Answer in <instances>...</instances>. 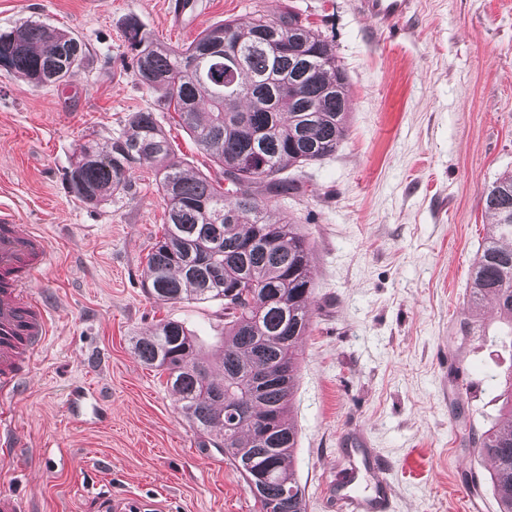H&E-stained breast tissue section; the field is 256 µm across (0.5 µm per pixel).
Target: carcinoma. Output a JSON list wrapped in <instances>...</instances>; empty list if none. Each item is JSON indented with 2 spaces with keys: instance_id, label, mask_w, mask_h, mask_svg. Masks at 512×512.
<instances>
[{
  "instance_id": "carcinoma-1",
  "label": "carcinoma",
  "mask_w": 512,
  "mask_h": 512,
  "mask_svg": "<svg viewBox=\"0 0 512 512\" xmlns=\"http://www.w3.org/2000/svg\"><path fill=\"white\" fill-rule=\"evenodd\" d=\"M295 48L279 52L283 38ZM125 38L133 76L159 93L157 106L178 117L197 145L224 170V183L187 172L151 110L132 113L123 133L101 147L79 145L67 189L97 207L132 195L131 173L144 162L159 175L163 233L147 255L146 288L157 301H224L222 378L211 373L195 336L181 322L160 321L134 338V354L177 396L200 435L224 449L259 512H306L292 465L297 431L289 416L300 366L299 343L312 326L313 271L299 225L266 220L280 196L281 172L333 155L349 128L348 75L334 47L292 9L257 14L245 26L226 21L182 47L153 40L131 19ZM242 62H225L227 49ZM86 57L71 32L26 21L0 32V60L36 87L62 84ZM495 217L474 261L463 334L482 327V303L494 301L503 335L512 336V173L484 196ZM494 468L496 512H512V374L503 381L501 420L475 441Z\"/></svg>"
}]
</instances>
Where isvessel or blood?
Here are the masks:
<instances>
[{
  "instance_id": "1",
  "label": "vessel or blood",
  "mask_w": 512,
  "mask_h": 512,
  "mask_svg": "<svg viewBox=\"0 0 512 512\" xmlns=\"http://www.w3.org/2000/svg\"><path fill=\"white\" fill-rule=\"evenodd\" d=\"M413 0H360L363 16L379 28L406 17ZM46 234L17 223L0 210V479H7L15 434L14 411L25 381L52 329L49 309L33 294L32 283L55 264ZM350 470L335 488L337 512H396V496L388 468L363 439L348 453Z\"/></svg>"
}]
</instances>
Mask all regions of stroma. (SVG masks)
I'll list each match as a JSON object with an SVG mask.
<instances>
[{"label":"stroma","mask_w":512,"mask_h":512,"mask_svg":"<svg viewBox=\"0 0 512 512\" xmlns=\"http://www.w3.org/2000/svg\"><path fill=\"white\" fill-rule=\"evenodd\" d=\"M178 2L0 0V30L39 20L87 46L56 87L0 70V207L56 252L34 284L53 328L17 408L10 489L30 512H97L127 498L155 512H255L222 449L206 446L133 353V337L166 319L184 322L210 360L224 348L220 301L162 304L142 287L164 218L152 165L134 169V195L96 208L69 194L66 172L79 144L107 145L131 113L155 110L156 93L132 76L127 18L181 46L224 20L291 8L334 46L351 107L336 154L287 171L310 192L267 210L301 224L314 273L293 411L306 512H335L331 482L358 426L390 465L398 512H496L474 439L499 418L496 378L512 370V345L497 335L492 302L485 335H462L460 322L493 222L484 195L512 172V0H414L389 32L359 0ZM155 112L186 168L219 176L173 113ZM77 386L94 392L98 417H71Z\"/></svg>","instance_id":"stroma-1"}]
</instances>
